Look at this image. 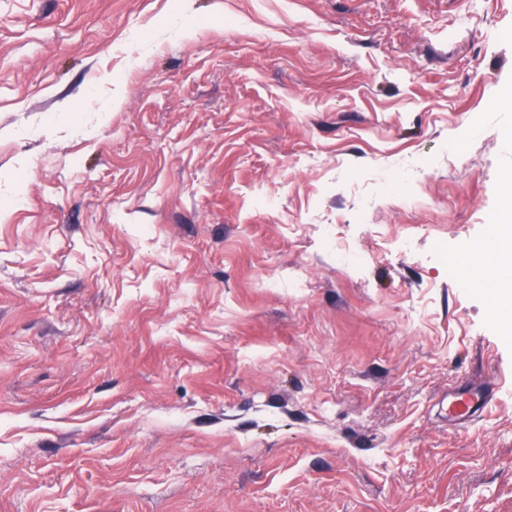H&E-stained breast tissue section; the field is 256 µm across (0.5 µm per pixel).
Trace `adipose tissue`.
<instances>
[{"label":"adipose tissue","mask_w":512,"mask_h":512,"mask_svg":"<svg viewBox=\"0 0 512 512\" xmlns=\"http://www.w3.org/2000/svg\"><path fill=\"white\" fill-rule=\"evenodd\" d=\"M478 261L463 265L471 286L493 288L500 293L512 291V224L494 225L489 238L478 249Z\"/></svg>","instance_id":"adipose-tissue-1"}]
</instances>
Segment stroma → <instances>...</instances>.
<instances>
[{
	"instance_id": "obj_1",
	"label": "stroma",
	"mask_w": 512,
	"mask_h": 512,
	"mask_svg": "<svg viewBox=\"0 0 512 512\" xmlns=\"http://www.w3.org/2000/svg\"><path fill=\"white\" fill-rule=\"evenodd\" d=\"M510 91L512 0H0V512H512ZM512 211L507 209L501 224H495L489 238L478 249L477 255L486 258L480 262L469 261L461 267L470 286L495 288L507 297L512 292V226L508 222ZM494 398V385L477 388L464 382L448 394V416L463 423L483 411Z\"/></svg>"
}]
</instances>
